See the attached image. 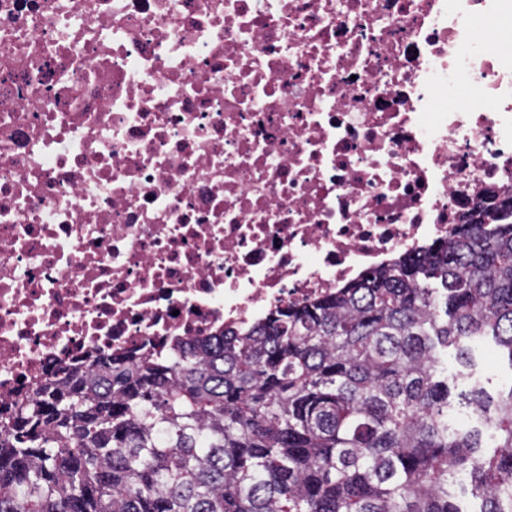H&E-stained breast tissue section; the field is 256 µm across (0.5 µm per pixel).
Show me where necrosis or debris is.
<instances>
[{
    "label": "necrosis or debris",
    "instance_id": "necrosis-or-debris-1",
    "mask_svg": "<svg viewBox=\"0 0 512 512\" xmlns=\"http://www.w3.org/2000/svg\"><path fill=\"white\" fill-rule=\"evenodd\" d=\"M508 21L512 0H0V411L96 354L335 294L512 189Z\"/></svg>",
    "mask_w": 512,
    "mask_h": 512
}]
</instances>
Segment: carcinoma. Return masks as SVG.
Here are the masks:
<instances>
[{
	"instance_id": "carcinoma-1",
	"label": "carcinoma",
	"mask_w": 512,
	"mask_h": 512,
	"mask_svg": "<svg viewBox=\"0 0 512 512\" xmlns=\"http://www.w3.org/2000/svg\"><path fill=\"white\" fill-rule=\"evenodd\" d=\"M486 346L512 370V193L248 330L60 368L0 418V512H512Z\"/></svg>"
}]
</instances>
